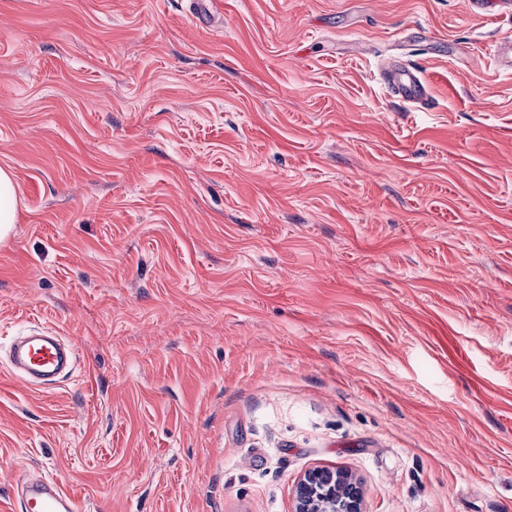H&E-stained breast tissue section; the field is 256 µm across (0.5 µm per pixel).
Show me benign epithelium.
I'll return each mask as SVG.
<instances>
[{"instance_id": "1", "label": "benign epithelium", "mask_w": 512, "mask_h": 512, "mask_svg": "<svg viewBox=\"0 0 512 512\" xmlns=\"http://www.w3.org/2000/svg\"><path fill=\"white\" fill-rule=\"evenodd\" d=\"M296 512H360V494L343 473L314 470L298 486Z\"/></svg>"}]
</instances>
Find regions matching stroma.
Masks as SVG:
<instances>
[{"instance_id": "1", "label": "stroma", "mask_w": 512, "mask_h": 512, "mask_svg": "<svg viewBox=\"0 0 512 512\" xmlns=\"http://www.w3.org/2000/svg\"><path fill=\"white\" fill-rule=\"evenodd\" d=\"M0 0V512H512V13ZM419 68L431 103L380 73ZM76 344L31 386V321ZM17 200L13 175L0 168V240L9 236L16 223ZM295 511L360 512V494L342 472L314 470L298 486ZM15 487L29 512L78 511L74 496L55 480L25 473L16 480Z\"/></svg>"}]
</instances>
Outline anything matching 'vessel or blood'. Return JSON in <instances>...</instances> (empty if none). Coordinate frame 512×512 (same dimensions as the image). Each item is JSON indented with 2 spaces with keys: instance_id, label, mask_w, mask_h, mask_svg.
<instances>
[{
  "instance_id": "vessel-or-blood-1",
  "label": "vessel or blood",
  "mask_w": 512,
  "mask_h": 512,
  "mask_svg": "<svg viewBox=\"0 0 512 512\" xmlns=\"http://www.w3.org/2000/svg\"><path fill=\"white\" fill-rule=\"evenodd\" d=\"M387 78L392 93L402 101L419 106L429 104L426 84L415 67L407 64L391 67ZM73 356V346L64 344L56 330L35 323L14 339L9 360L16 376L41 386L52 383L71 363ZM15 487L27 512H78L74 496L57 481L26 474L17 479Z\"/></svg>"
}]
</instances>
